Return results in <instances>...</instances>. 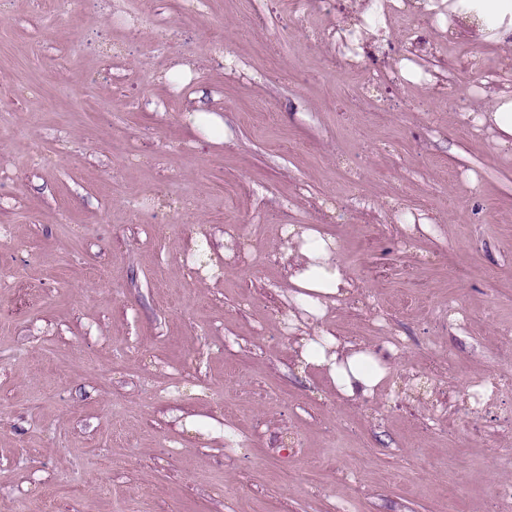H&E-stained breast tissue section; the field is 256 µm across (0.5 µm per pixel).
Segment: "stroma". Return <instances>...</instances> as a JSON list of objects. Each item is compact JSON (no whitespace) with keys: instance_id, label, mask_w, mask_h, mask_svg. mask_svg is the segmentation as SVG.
<instances>
[{"instance_id":"35a3bbf8","label":"stroma","mask_w":512,"mask_h":512,"mask_svg":"<svg viewBox=\"0 0 512 512\" xmlns=\"http://www.w3.org/2000/svg\"><path fill=\"white\" fill-rule=\"evenodd\" d=\"M448 2L353 65L360 0H0V512H499L512 388L468 383L512 377V147L460 120L512 47ZM289 224L340 243L335 335L396 350L364 402L291 360ZM183 121L202 139L220 145L224 143V117L202 105H198L182 116Z\"/></svg>"}]
</instances>
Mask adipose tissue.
<instances>
[{
    "instance_id": "obj_1",
    "label": "adipose tissue",
    "mask_w": 512,
    "mask_h": 512,
    "mask_svg": "<svg viewBox=\"0 0 512 512\" xmlns=\"http://www.w3.org/2000/svg\"><path fill=\"white\" fill-rule=\"evenodd\" d=\"M465 19L484 40L512 46V0H476L475 9ZM473 119L493 133L497 143H512V91L494 94ZM283 235L287 244L281 260L287 268L291 303L287 322L297 367L324 373L346 402L374 397L390 380V359L363 344L341 340L326 327L331 308L350 291L336 238L312 224L288 225Z\"/></svg>"
}]
</instances>
